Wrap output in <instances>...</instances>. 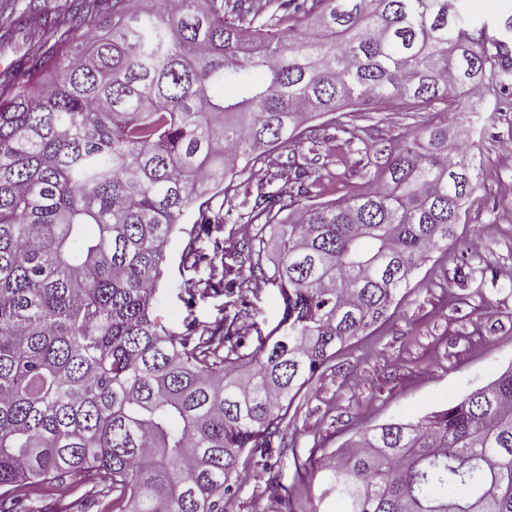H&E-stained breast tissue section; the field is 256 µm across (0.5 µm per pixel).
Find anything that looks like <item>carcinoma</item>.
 <instances>
[{
	"mask_svg": "<svg viewBox=\"0 0 512 512\" xmlns=\"http://www.w3.org/2000/svg\"><path fill=\"white\" fill-rule=\"evenodd\" d=\"M14 25L38 38L0 79V512H69L33 494L75 481L79 512H224L242 456L271 455L336 347L448 246L480 177L429 117L367 193L285 216L259 196L238 218L272 228L279 258L262 265L260 234L235 261L279 288L283 318L253 350L238 310L179 332L158 320L169 238L236 308L248 281L224 282L208 202L254 147L379 102L496 98L512 18L494 29L451 0H30ZM313 473L316 512H512V367Z\"/></svg>",
	"mask_w": 512,
	"mask_h": 512,
	"instance_id": "obj_1",
	"label": "carcinoma"
}]
</instances>
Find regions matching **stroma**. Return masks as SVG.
Instances as JSON below:
<instances>
[{
    "instance_id": "1",
    "label": "stroma",
    "mask_w": 512,
    "mask_h": 512,
    "mask_svg": "<svg viewBox=\"0 0 512 512\" xmlns=\"http://www.w3.org/2000/svg\"><path fill=\"white\" fill-rule=\"evenodd\" d=\"M423 118L396 103L320 116L306 124L303 141L267 150L258 173L236 177L212 205L233 215L264 190L288 202L319 203L373 188L388 149ZM448 122L452 137L471 147L483 182L466 204L465 223L413 273L385 318L339 347L297 395L281 426L287 453L273 456L267 469L241 459L240 490L225 512H285L268 487L274 476L292 486V512H311L317 484L296 480L295 459H317L383 423L416 421L512 366V88L495 111L454 113ZM184 240L177 233L166 245L168 267L155 302L158 318L175 331L189 317H222L225 303L221 296L190 298L189 288H202L208 270L181 268ZM282 314L278 288L251 280L244 323L267 333Z\"/></svg>"
}]
</instances>
